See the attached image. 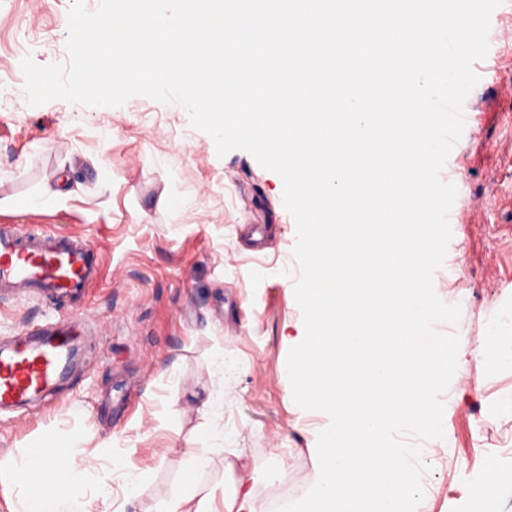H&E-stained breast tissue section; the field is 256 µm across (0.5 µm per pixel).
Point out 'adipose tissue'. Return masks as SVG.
Here are the masks:
<instances>
[{
	"instance_id": "obj_1",
	"label": "adipose tissue",
	"mask_w": 512,
	"mask_h": 512,
	"mask_svg": "<svg viewBox=\"0 0 512 512\" xmlns=\"http://www.w3.org/2000/svg\"><path fill=\"white\" fill-rule=\"evenodd\" d=\"M33 461L23 463L0 459V482L12 484L22 501L23 512H85L82 501L65 487L46 490L35 483L26 484L20 479L23 472L33 468ZM158 512H263L249 487L248 476H240L233 494L216 498L214 492L202 491L191 486L187 495L164 502Z\"/></svg>"
}]
</instances>
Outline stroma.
<instances>
[{
	"label": "stroma",
	"mask_w": 512,
	"mask_h": 512,
	"mask_svg": "<svg viewBox=\"0 0 512 512\" xmlns=\"http://www.w3.org/2000/svg\"><path fill=\"white\" fill-rule=\"evenodd\" d=\"M73 0H0V230L88 240L104 278L84 300L0 291V345L74 308L83 355L59 392L0 413V457L35 454L41 441L110 467L127 459L142 475L136 496L113 476L108 496L76 481L87 512H155L182 493L188 448L224 445L261 495L282 473L302 489L317 478L313 450L330 423L287 396L291 339L303 324L294 286L296 225L283 182L252 155H218L174 103L135 96L118 107L63 100L27 104L21 62L67 63ZM512 0L490 17L488 52L465 99L470 114L451 159L474 205L452 225L433 287L459 305L468 353L447 390L440 439L421 441L428 512H471L467 487L494 455L512 470ZM223 374H216V360ZM222 397L223 413L203 414Z\"/></svg>",
	"instance_id": "35a3bbf8"
}]
</instances>
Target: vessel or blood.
<instances>
[{
  "mask_svg": "<svg viewBox=\"0 0 512 512\" xmlns=\"http://www.w3.org/2000/svg\"><path fill=\"white\" fill-rule=\"evenodd\" d=\"M94 248L66 236L0 234V287L40 296H84L99 279ZM76 318L35 329L34 339L0 350V410L57 390L75 362Z\"/></svg>",
  "mask_w": 512,
  "mask_h": 512,
  "instance_id": "1",
  "label": "vessel or blood"
}]
</instances>
